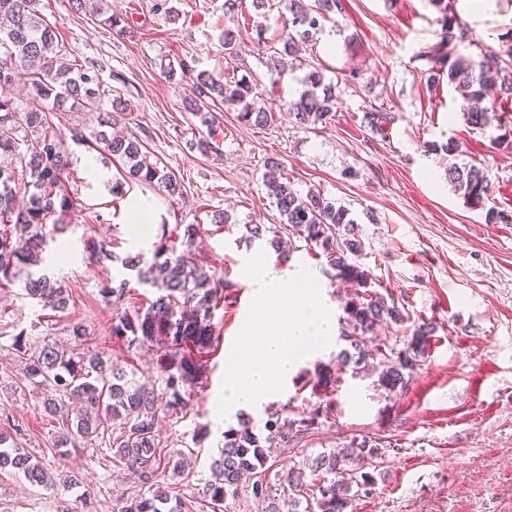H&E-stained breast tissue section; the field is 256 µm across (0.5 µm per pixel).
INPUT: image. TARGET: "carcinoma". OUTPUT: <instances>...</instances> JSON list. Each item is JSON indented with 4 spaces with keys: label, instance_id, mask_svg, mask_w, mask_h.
Listing matches in <instances>:
<instances>
[{
    "label": "carcinoma",
    "instance_id": "carcinoma-1",
    "mask_svg": "<svg viewBox=\"0 0 512 512\" xmlns=\"http://www.w3.org/2000/svg\"><path fill=\"white\" fill-rule=\"evenodd\" d=\"M40 0H0V63L10 64L12 76L0 78V84L23 81L37 96L52 101L59 112H95L102 94L95 67L71 63L62 67L54 61L67 53L52 25L39 13ZM441 14L447 39L431 51V80L445 74L448 83L475 106L464 113L467 126L483 130L499 119L495 107H482L485 93L495 88L504 105L512 103V52L501 55L482 50L479 60L452 57V43L468 38L456 20L450 0H430ZM287 4L290 17L285 26L293 31L284 44L286 55L293 53L294 39L307 40L321 21L344 11L342 0H253L257 9L278 8ZM78 12L86 9L101 18L105 26L124 32L128 16L104 7L103 0H71ZM304 81L310 89L288 102L284 111L302 125L326 121L336 111L334 87L324 82L318 69L309 71ZM196 111L205 101L213 105L240 107L238 118L255 126H264L273 112L258 105L252 83L242 76L218 80L203 72L193 80ZM111 111L98 121L101 130L94 138L97 146L124 161L131 180L158 185L170 196L183 194L174 174L152 163L143 152L144 145L135 136L114 135L110 131L117 117L127 109L119 96L110 100ZM367 126L381 133L394 120L391 113L375 109L365 113ZM272 174L267 180L269 195L287 229L288 238L278 237L274 246L279 260L287 263L296 249L298 237L319 246L334 269L335 277L356 289L340 318V338L347 343L336 362L318 368L314 387L328 389L338 385L346 373L356 376L381 366L378 386L389 393L403 389L421 365L433 328L428 323L414 327L402 347L388 342L376 344L373 335L381 324H401L408 316L395 303L376 292L366 291L369 273L357 264L363 251L358 225L349 209L335 205L315 191L300 195L288 178L279 173V163L269 162ZM72 160L64 148L62 134L47 116L12 96H0V288L24 282L25 296L58 311L70 301L68 289L44 274L36 266L47 243L48 226L58 227L62 217L74 206L70 193ZM448 179L474 207L484 205L490 183L486 173L476 166H448ZM112 250L103 241H94L89 258L95 264L112 260ZM124 266L137 273L138 283L158 289L148 307L127 309L112 317V334L124 336L138 348L163 352L161 364L164 389L135 384L120 367L112 365L91 348L74 352L53 344L18 338L16 351L25 360V376L37 387L50 388L54 394L43 402L47 417L58 424V448H77L112 435V459L136 475L143 485L153 486L163 472L188 478L187 459L179 453H162L156 433L159 413H181L188 400L184 385L194 380L201 368L188 351L204 352L214 341L212 311L226 298L231 284L224 273L203 272L189 252H176L174 246L161 243L152 260L129 256ZM129 281H107L100 294L113 305L125 302ZM322 412L316 407L307 413L283 421L269 420L267 435L259 438L243 424L224 432V446L211 464V479L201 495L218 506L240 482L251 481L254 498L267 502L266 512H280V500L286 498L294 512H346L348 504L362 491L370 490L372 475L365 471L369 461L379 456V448L367 439L353 440L332 452H322L288 469L269 481L265 465L282 449L298 443L303 435L320 425ZM20 428L14 424L0 427V474L18 476L32 486L72 487L80 483L77 475L52 472L25 448L19 446ZM117 512H196L195 497L170 496L156 491L127 499Z\"/></svg>",
    "mask_w": 512,
    "mask_h": 512
}]
</instances>
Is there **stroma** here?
I'll use <instances>...</instances> for the list:
<instances>
[{
  "label": "stroma",
  "mask_w": 512,
  "mask_h": 512,
  "mask_svg": "<svg viewBox=\"0 0 512 512\" xmlns=\"http://www.w3.org/2000/svg\"><path fill=\"white\" fill-rule=\"evenodd\" d=\"M154 0H112L133 11L132 33L120 34L96 17L71 10L69 0H41L39 10L56 23L69 60L99 69L102 89L128 105L119 125L141 139L151 159L172 172L183 194L164 188L119 184V163H108L87 146L70 144L74 157L73 209L42 256V273L71 290L67 310L55 311L26 298L21 286L0 290V423L19 424L21 444L54 470L75 472L80 489H42L24 480L0 483V512H113L120 493L138 492L140 482L113 463L106 445L69 449L59 455L58 426L40 409L43 395L24 376L14 337L26 332L74 347L69 326L82 322L88 343L136 380L163 389L160 354L129 346L112 333L113 307L99 293L106 279L135 284L132 306L144 307L156 291L136 284L123 266L128 255L152 256L160 242L189 250L206 271H222L231 282L230 302L214 311L216 340L200 355L202 370L185 388L187 412L160 414L157 433L168 450L190 451L192 475L158 478L161 489L196 494L211 476L210 465L224 445V423L215 413L227 357L253 298L244 273L248 259L265 253L267 267L282 264L267 241L249 238V224H278L267 195V161L278 160L299 193L315 190L349 208L364 248L360 265L371 288L404 307L416 323L435 332L427 354L405 389L389 393L375 376L348 378L339 387L313 393L317 367L342 348L300 364L287 390L251 425L265 436V423L319 404H330L317 430L268 465L285 473L302 456H314L354 437L379 441L369 494L355 498L347 512H512V221L491 223L487 208L512 214V146L498 141L512 128V112L483 130L465 125L466 100L440 79L428 85L429 52L444 37L438 11L429 0H343L345 10L324 20L308 42L297 43L282 64L286 31L278 11L255 10L245 0L247 30L224 15V0H173L171 19L154 13ZM453 10L470 31L457 55L479 50L506 52L512 40V0H453ZM240 32L238 55L224 56L222 28ZM266 42L257 44L256 29ZM187 61L191 72L178 70ZM319 69L336 86L337 108L326 123L300 127L282 105L304 91L303 77ZM237 71L253 83L258 97L274 108L264 126L242 123L237 111L218 113L215 149L201 153L209 136L187 108L192 76ZM392 112L384 134L373 133L364 115L374 108ZM457 139L455 155L444 152ZM477 165L491 180L487 208L465 204L448 181L449 164ZM141 201L156 212L146 233H132L131 213ZM197 227L184 243L185 225ZM106 242L115 258L94 264L86 247ZM292 266L318 278L334 318H342L344 283L332 277L319 247L300 246Z\"/></svg>",
  "instance_id": "stroma-1"
}]
</instances>
